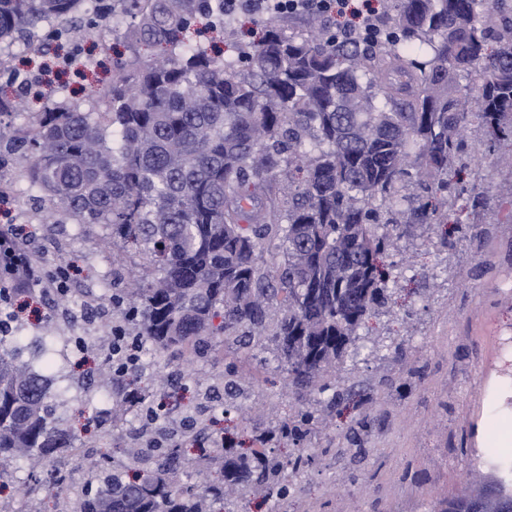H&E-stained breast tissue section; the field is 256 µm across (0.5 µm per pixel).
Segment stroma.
<instances>
[{"mask_svg":"<svg viewBox=\"0 0 512 512\" xmlns=\"http://www.w3.org/2000/svg\"><path fill=\"white\" fill-rule=\"evenodd\" d=\"M121 33L104 23L78 31L77 42L109 68L124 49ZM46 45L44 55L27 59L18 44L0 42L14 68L38 72L44 79L38 94L27 95L28 111H41L61 80L68 82L81 111H94L97 100L89 82L72 69L58 76V43L50 39ZM466 137L475 165L461 173V182L482 194L484 205L460 214L454 247H440L446 232L442 224L415 228L396 240L399 255L410 261L398 280L403 291L397 303L372 318L363 348L345 368L349 384L372 395L371 409L364 414L346 408L305 441L315 461L300 498L276 508L258 498L242 499L234 504L236 512H431V501L454 492L460 473L479 455L475 427L499 354L496 338L501 330H512V223L502 221L512 210V158L489 151L480 127L469 129ZM28 164L26 154L0 151V179L12 187L11 197L0 201V226L20 220L32 225L34 259L45 269L75 259L81 270L70 283L66 304L55 311V328L49 331L39 323V312L55 298L48 291L38 302V313L18 329V344L29 362L42 352L52 353V403L70 426L87 403L102 412L112 407L111 396L99 387V373L76 367L74 357L86 352L98 364L107 363L110 325L124 311L104 289L116 274L105 228L70 220L44 223L42 197L23 176ZM253 354L254 382L228 396L224 375L238 364L233 356L208 352L188 362L143 344L134 373L151 402L166 406L157 431L214 418L218 424L211 426V437L229 446L254 447L256 436L288 415V378L277 371L269 349L257 347ZM174 371L187 374L184 395L159 382ZM145 426L134 412L105 420L92 444L114 465L125 464L132 448L144 447L140 433ZM84 449L77 444L43 474L47 480L65 478L67 489L60 498L47 497L18 469L0 480V504L21 496L28 512H79L82 489L98 484Z\"/></svg>","mask_w":512,"mask_h":512,"instance_id":"obj_1","label":"stroma"}]
</instances>
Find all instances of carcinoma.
<instances>
[{
  "label": "carcinoma",
  "instance_id": "cac0c4a2",
  "mask_svg": "<svg viewBox=\"0 0 512 512\" xmlns=\"http://www.w3.org/2000/svg\"><path fill=\"white\" fill-rule=\"evenodd\" d=\"M104 0H0V40L73 20ZM125 35L162 48L120 75L100 112L66 104L35 124L0 130L30 153V185L48 218L100 224L112 245L138 254L130 304L141 338L192 358L224 342L239 361L267 343L298 398L331 411L371 398L341 390L366 322L396 283L383 256L397 233L448 218V174L484 128L512 154V17L507 0H384L392 37L346 42L320 24L306 35L275 26L232 55L191 47L197 16L220 0H119ZM468 82L481 85L470 107ZM47 377L0 336V477L74 447L49 410ZM315 416L302 406L277 428L301 442ZM204 486L183 480L182 447L152 467L134 455L85 494L82 512H214L243 491L275 502L312 464L283 461L268 439L248 453L210 448ZM466 470L434 512H512V458L495 449Z\"/></svg>",
  "mask_w": 512,
  "mask_h": 512
}]
</instances>
